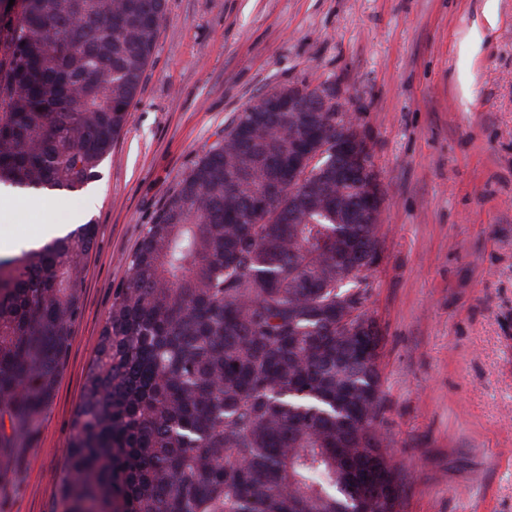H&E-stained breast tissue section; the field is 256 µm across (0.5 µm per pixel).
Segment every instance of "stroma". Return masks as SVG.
<instances>
[{"mask_svg":"<svg viewBox=\"0 0 512 512\" xmlns=\"http://www.w3.org/2000/svg\"><path fill=\"white\" fill-rule=\"evenodd\" d=\"M355 109L379 174L383 446L402 512H512V0H166L128 125L82 190L96 245L55 397L0 512H60L58 477L113 292L229 116L278 84Z\"/></svg>","mask_w":512,"mask_h":512,"instance_id":"1","label":"stroma"}]
</instances>
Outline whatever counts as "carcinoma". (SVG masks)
<instances>
[{
    "label": "carcinoma",
    "mask_w": 512,
    "mask_h": 512,
    "mask_svg": "<svg viewBox=\"0 0 512 512\" xmlns=\"http://www.w3.org/2000/svg\"><path fill=\"white\" fill-rule=\"evenodd\" d=\"M0 71V185L82 189L129 122L165 0H22ZM227 119L128 257L77 409L61 512H400L380 337H361L377 224L322 165L345 112ZM321 158L288 190V146ZM94 224L0 257V485L52 403Z\"/></svg>",
    "instance_id": "obj_1"
}]
</instances>
